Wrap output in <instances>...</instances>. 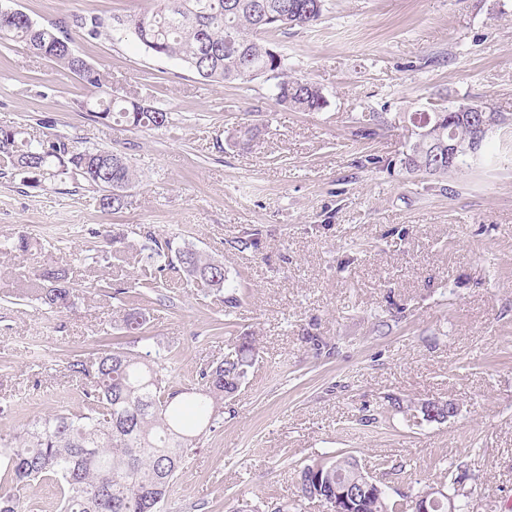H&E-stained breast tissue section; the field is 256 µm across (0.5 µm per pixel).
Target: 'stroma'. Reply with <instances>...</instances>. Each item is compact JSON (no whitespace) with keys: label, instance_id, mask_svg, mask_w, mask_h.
Segmentation results:
<instances>
[{"label":"stroma","instance_id":"35a3bbf8","mask_svg":"<svg viewBox=\"0 0 512 512\" xmlns=\"http://www.w3.org/2000/svg\"><path fill=\"white\" fill-rule=\"evenodd\" d=\"M39 24L129 15L149 0H12ZM288 70L321 87L317 112L276 105L273 84L205 82L132 38L77 34V53L120 95L160 100L162 130L98 124L93 96L20 43L0 48V126L128 157L136 184L121 213L72 179L20 187L0 178V430L75 409L68 372L118 312L150 322L126 347L174 357V385L252 334L258 356L216 430L168 489L163 512H234L238 498L325 512L299 498L297 473L339 451L382 479L390 498L446 479L462 512H512V151L452 177L408 174L412 114L478 101L512 117V0H327L320 24L269 36ZM263 124L250 149L231 136ZM124 235L116 252L103 231ZM258 246H249L251 234ZM178 237L222 261L242 297L158 271L154 238ZM65 269L74 305L36 299L38 269ZM232 325L214 332L217 320ZM426 401L448 402L444 421Z\"/></svg>","mask_w":512,"mask_h":512}]
</instances>
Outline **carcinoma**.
Listing matches in <instances>:
<instances>
[{
  "instance_id": "cac0c4a2",
  "label": "carcinoma",
  "mask_w": 512,
  "mask_h": 512,
  "mask_svg": "<svg viewBox=\"0 0 512 512\" xmlns=\"http://www.w3.org/2000/svg\"><path fill=\"white\" fill-rule=\"evenodd\" d=\"M327 0H152V6L126 16L76 14L65 25L43 26L19 10L0 16V46L15 42L52 61L91 88L104 86L94 65L70 50L71 31L89 38L120 31L156 57L176 59L206 81L242 85L269 77L275 80L276 103L302 112L325 104L322 89L304 77L288 74L283 55L263 39L266 34L312 27L322 21ZM104 126L166 129L171 112L161 103L141 104L114 92L81 102ZM423 132L409 141L400 164L417 176L446 175L473 163L468 149L483 133L480 126L509 128L502 114L480 102H453L429 113ZM260 134L255 124L235 133V144L248 146ZM458 146L448 165V143ZM0 175L17 177L20 185L40 188L47 178L76 175L95 193L103 211L117 213L125 204L134 171L125 157L105 148L83 147L59 137L34 141L13 127H0ZM151 259L159 271L179 267L187 283L221 297L228 310L241 304L228 282L224 263L174 238L154 241ZM44 288L38 299L63 311L75 289L66 271L38 270ZM149 317L139 307L123 309L127 332L141 334ZM253 337H238L233 351L205 367L192 384L172 385L170 359L160 352L140 353L121 342L93 359L75 360L71 371L80 391L75 410L33 415L20 432L0 434V512H26L23 491L40 481L55 482L60 499L51 512H161L170 483L203 436L224 418V403L246 383L256 362ZM428 419L447 418L448 403L420 406ZM358 459L348 453L324 456L297 474V490L308 485L322 496L332 486L361 481ZM413 508L366 490L351 512H405Z\"/></svg>"
}]
</instances>
